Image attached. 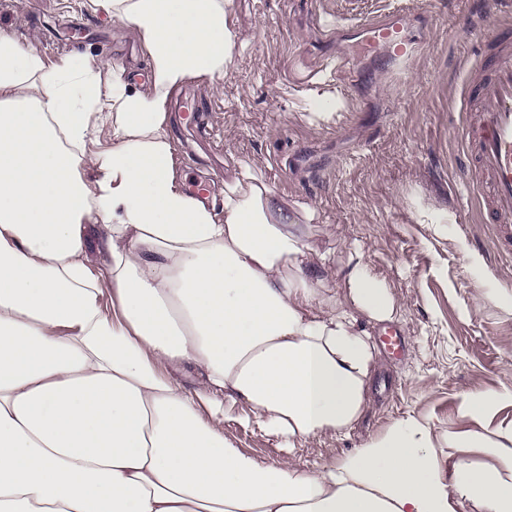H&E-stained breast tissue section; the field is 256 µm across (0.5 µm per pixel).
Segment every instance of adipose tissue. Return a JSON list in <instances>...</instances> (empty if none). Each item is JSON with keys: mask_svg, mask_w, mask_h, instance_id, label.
Returning <instances> with one entry per match:
<instances>
[{"mask_svg": "<svg viewBox=\"0 0 512 512\" xmlns=\"http://www.w3.org/2000/svg\"><path fill=\"white\" fill-rule=\"evenodd\" d=\"M90 4L132 27L146 82L0 29V512H512V434L449 436L488 459L449 466L409 416L310 471L225 438L239 402L284 448L345 436L377 364L364 324L400 304L354 248L323 291L253 166L221 205L185 191L171 96L231 68L232 0Z\"/></svg>", "mask_w": 512, "mask_h": 512, "instance_id": "1", "label": "adipose tissue"}]
</instances>
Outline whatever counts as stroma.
<instances>
[{
  "label": "stroma",
  "mask_w": 512,
  "mask_h": 512,
  "mask_svg": "<svg viewBox=\"0 0 512 512\" xmlns=\"http://www.w3.org/2000/svg\"><path fill=\"white\" fill-rule=\"evenodd\" d=\"M389 2L233 0V66L217 83L191 79L181 90L206 130L171 128L186 181L205 180L217 195L245 162L289 207L312 209L308 243L314 266L333 271L326 288L340 282L354 245L401 303L392 323L370 328L378 344L393 331L404 347L396 355L379 345L371 403L349 436L287 450L243 424L244 405L227 410L225 437L270 464L330 463L410 415L450 463V434L512 432V249L478 221L458 137L463 64L512 18V0L495 15L480 13L479 0H413L423 48L405 71L356 41L323 40L324 22L355 25ZM0 27L50 57L87 53L148 72L131 26L89 0H0ZM482 393L498 403L465 413Z\"/></svg>",
  "instance_id": "35a3bbf8"
}]
</instances>
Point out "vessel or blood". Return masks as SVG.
<instances>
[{"instance_id":"obj_1","label":"vessel or blood","mask_w":512,"mask_h":512,"mask_svg":"<svg viewBox=\"0 0 512 512\" xmlns=\"http://www.w3.org/2000/svg\"><path fill=\"white\" fill-rule=\"evenodd\" d=\"M408 17L403 5L358 29L370 46L407 67L417 58L416 42L404 28ZM461 101L460 141L483 221L512 229V32L487 37L482 61L466 67Z\"/></svg>"}]
</instances>
